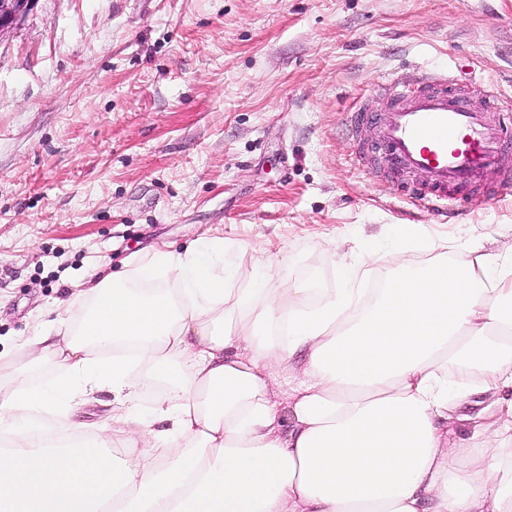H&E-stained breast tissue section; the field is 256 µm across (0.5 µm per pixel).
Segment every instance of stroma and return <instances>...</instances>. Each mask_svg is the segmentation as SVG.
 <instances>
[{
    "mask_svg": "<svg viewBox=\"0 0 512 512\" xmlns=\"http://www.w3.org/2000/svg\"><path fill=\"white\" fill-rule=\"evenodd\" d=\"M486 2L37 0L0 37V355L163 246L220 237L239 283L260 256L336 289L362 244L382 275L512 250V197L428 215L342 130L409 70L467 66L512 109V0Z\"/></svg>",
    "mask_w": 512,
    "mask_h": 512,
    "instance_id": "35a3bbf8",
    "label": "stroma"
}]
</instances>
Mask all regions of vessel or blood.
<instances>
[{
	"label": "vessel or blood",
	"mask_w": 512,
	"mask_h": 512,
	"mask_svg": "<svg viewBox=\"0 0 512 512\" xmlns=\"http://www.w3.org/2000/svg\"><path fill=\"white\" fill-rule=\"evenodd\" d=\"M381 107L361 101L343 124L352 166L398 183L411 203L439 214L475 194L512 193V111L482 79L405 75L378 84ZM373 126L376 140L360 132ZM496 181H487V172Z\"/></svg>",
	"instance_id": "obj_1"
}]
</instances>
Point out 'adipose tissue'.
I'll return each mask as SVG.
<instances>
[{
	"instance_id": "ef3b65f1",
	"label": "adipose tissue",
	"mask_w": 512,
	"mask_h": 512,
	"mask_svg": "<svg viewBox=\"0 0 512 512\" xmlns=\"http://www.w3.org/2000/svg\"><path fill=\"white\" fill-rule=\"evenodd\" d=\"M471 252L368 299V247L338 290L272 287L260 258L236 287L220 239L88 278L0 358V512H512V254ZM455 366L506 406L460 448ZM104 388L111 426L71 430Z\"/></svg>"
}]
</instances>
